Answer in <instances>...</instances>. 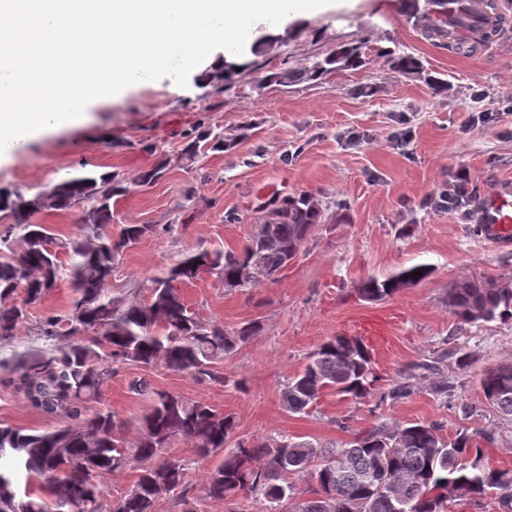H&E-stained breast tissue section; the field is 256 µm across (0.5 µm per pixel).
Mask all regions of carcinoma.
Masks as SVG:
<instances>
[{
  "label": "carcinoma",
  "mask_w": 512,
  "mask_h": 512,
  "mask_svg": "<svg viewBox=\"0 0 512 512\" xmlns=\"http://www.w3.org/2000/svg\"><path fill=\"white\" fill-rule=\"evenodd\" d=\"M450 0H428L433 17L423 25L427 37L445 40L455 19ZM365 63L361 45L342 43L323 59L302 68L285 67L265 80L288 87L320 78L339 68ZM403 75L421 73L420 60L406 52L392 58ZM254 65L224 59L223 68L201 75L198 83L220 93ZM224 150V140L209 131L190 138L183 152L193 163L202 147ZM126 192L121 181L102 174H71L49 191L32 198L17 193L0 196V212L8 227L0 234V346L10 342L28 321L29 308L41 303L59 283L67 281L73 298L63 316L48 315L37 326L32 347L0 357V373L23 393L38 412L69 421L64 427L40 432L0 423V512H107L95 478L123 469L130 460L146 463L131 491L112 505V512H157L164 492L185 483L195 459L222 453V462L208 472L209 498L237 505L261 498L266 512H448V499L499 494L512 512V470L480 463L476 439L460 433L449 439L438 422L396 428L383 421L361 430L337 446L277 439L237 437L239 422L232 413L205 401L167 392L155 393L143 416L133 446L122 438L123 425L107 410L85 416L84 404L99 395L113 374L112 365L127 362L145 368L162 364L212 384L227 377L219 362L258 333L256 321L228 332L219 323L201 321L176 286L205 272L237 288L273 283L283 271L285 247H301L324 217L307 193L286 195L264 205L263 230L239 249L201 250L178 259L162 277L151 281L146 302L126 301L108 293L118 258L132 244L158 228L127 224L116 237L104 232L112 222V197ZM87 205L82 234L58 240L41 224L30 222L41 209L67 211ZM419 274H414V271ZM432 274L419 264L379 279L370 277L358 288L361 297L381 301L414 286ZM451 313L464 325L512 319V289L476 293L459 288L448 295ZM380 377L368 346L357 336L327 339L303 370L281 390L291 413H304L322 393L365 399H404L411 385L401 382L379 392ZM485 399L512 416V365L486 371L481 379ZM176 439L194 443V457L163 458ZM313 468L312 497L295 500L288 475Z\"/></svg>",
  "instance_id": "cac0c4a2"
}]
</instances>
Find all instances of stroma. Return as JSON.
Instances as JSON below:
<instances>
[{"mask_svg": "<svg viewBox=\"0 0 512 512\" xmlns=\"http://www.w3.org/2000/svg\"><path fill=\"white\" fill-rule=\"evenodd\" d=\"M491 2L493 36L464 53L428 39L405 0H335L288 26H259V33L289 38L259 57V70L222 93L199 87L193 75L184 88L166 77L94 105L83 123L50 131L0 159L1 193L30 196L78 171L122 181L126 191L112 199L108 232L119 234L127 224L161 227L123 254L112 277L113 295L142 302L152 280L183 255L243 246L258 229L257 205L307 192L324 210V224L276 282L230 290L205 275L182 284L202 321L229 331L251 321L260 325L255 338L220 362L230 385L160 364H125L86 403L87 414L112 411L130 443L158 392L235 413L240 435L255 439L287 435L338 444L380 421L392 427L438 421L447 438L473 435L483 464L512 469V417L498 413L480 386L482 373L512 364V320L463 326L448 308L449 290L463 281L512 288V244L492 243L474 222L486 190L512 182V115L504 111L512 100V0ZM351 41L361 43L365 66L288 87L265 80ZM391 49L418 57L425 74L396 72L386 56ZM431 75L445 80L444 92L434 93ZM204 128L223 135L224 150L186 161V135ZM157 164L161 178L139 185L140 173ZM461 168L469 175L467 210L438 207L436 198ZM230 211L241 214V223H225ZM166 224L171 232H163ZM416 264L433 269L419 285L384 301L360 297L365 278ZM70 300L67 284H60L31 307L0 354L30 347L36 323L65 314ZM342 333L363 336L382 389L407 379L411 396L353 400L328 390L308 413L287 412L285 381L322 342ZM463 354L468 365L462 369L455 359ZM141 377L151 389L138 394L130 384ZM445 381L454 383V399L437 394ZM343 418L349 431L337 426ZM0 422L39 431L62 425L4 383ZM219 462L216 456L194 461L187 472L183 490L196 512H230L206 495L207 473Z\"/></svg>", "mask_w": 512, "mask_h": 512, "instance_id": "1", "label": "stroma"}]
</instances>
